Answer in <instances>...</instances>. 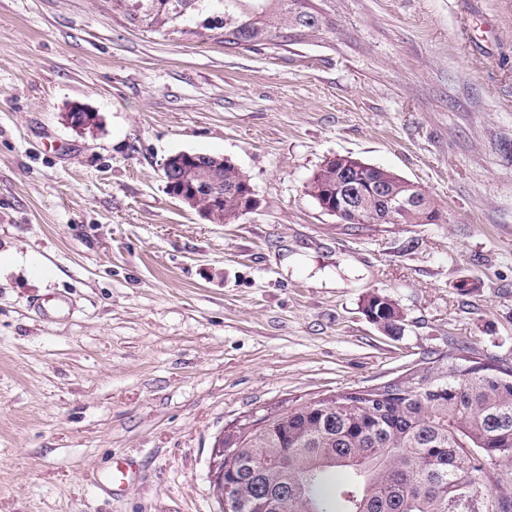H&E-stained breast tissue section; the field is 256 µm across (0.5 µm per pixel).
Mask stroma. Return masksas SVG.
<instances>
[{"instance_id":"stroma-1","label":"stroma","mask_w":512,"mask_h":512,"mask_svg":"<svg viewBox=\"0 0 512 512\" xmlns=\"http://www.w3.org/2000/svg\"><path fill=\"white\" fill-rule=\"evenodd\" d=\"M178 152L231 160L259 208L171 198ZM336 155L440 220L341 223L305 191ZM0 252V512H220L227 427L452 342L512 365V0H336L335 38L264 49L0 0ZM365 311L375 323L381 324L384 329L388 330L390 325L399 323V318H403L402 311L393 300L377 294L367 299Z\"/></svg>"}]
</instances>
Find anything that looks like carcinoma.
I'll use <instances>...</instances> for the list:
<instances>
[{
	"label": "carcinoma",
	"instance_id": "1",
	"mask_svg": "<svg viewBox=\"0 0 512 512\" xmlns=\"http://www.w3.org/2000/svg\"><path fill=\"white\" fill-rule=\"evenodd\" d=\"M336 0H113L129 21L162 32L199 15L205 30L224 31L229 48H277L324 39L335 30ZM199 186L224 188L214 206L209 192L198 204L224 214L248 204L245 173L226 161L200 157L184 164ZM368 181L403 194L409 181L370 165ZM336 170L326 162L306 183L317 203L336 202ZM439 209L424 196L401 216L403 224H434ZM365 311L384 328L402 311L372 295ZM413 388L388 403L316 397L272 413V428L241 433L235 457L240 487L237 512L268 496L274 512H512V495L497 467L512 462V367L469 347H450L405 369Z\"/></svg>",
	"mask_w": 512,
	"mask_h": 512
}]
</instances>
